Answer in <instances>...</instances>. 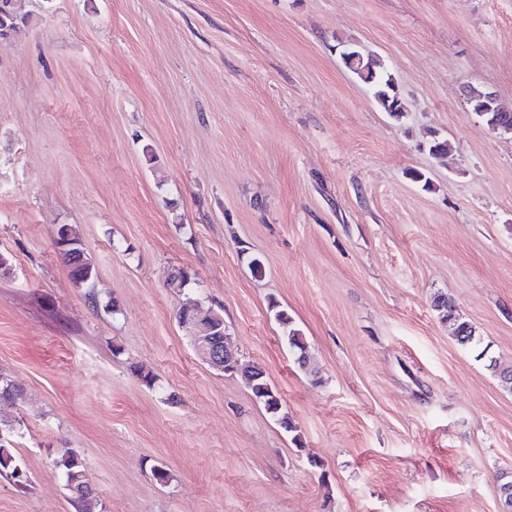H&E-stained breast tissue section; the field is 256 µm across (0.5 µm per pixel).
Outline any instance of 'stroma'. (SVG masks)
<instances>
[{"label":"stroma","mask_w":512,"mask_h":512,"mask_svg":"<svg viewBox=\"0 0 512 512\" xmlns=\"http://www.w3.org/2000/svg\"><path fill=\"white\" fill-rule=\"evenodd\" d=\"M17 6L34 21L0 47V376L21 396L0 401V440L30 485L0 476V512H75L68 448L98 512H502L512 390L489 362L512 367V134L467 91L512 104V0ZM350 45L394 78L402 121L344 66ZM191 300L265 371L301 445L195 353L176 319ZM489 94L484 90H480L477 88H471L468 92V101L470 103L471 111L474 112L477 117L483 121L487 126L491 122H494L496 119L502 117L503 114H510L512 121V112H479L483 109V104L487 101L486 96ZM512 129V125H510ZM508 124H495L493 126H489L488 128L492 131L498 132L500 128H510ZM61 226H64V227L62 229H60ZM62 231H65L64 235L68 237V239L71 243L75 244V246H73L72 248H66L65 250H59L64 263L66 264V266L69 269L70 277L78 285L89 286V284L91 283V281L93 280V277H94L93 265L91 267H89V266L85 267L84 271H80V269L73 268L72 263L74 260H73L72 256L70 255L71 253L78 252L79 249H81L82 251H85L86 258L88 260H90V258L88 257V254L86 252V249L84 248L83 240L80 237L78 231L72 225H69V224L60 225L56 231V236H61ZM434 307L439 311L443 320L452 322L453 326H455L454 335L458 343L461 345H478L475 328L455 314L454 305L450 299L447 297L438 298L435 300ZM270 311L275 320L283 329V341L288 349L295 356V360L300 366H306L309 363L308 345L302 331L296 327L293 318L288 311L277 302L270 304ZM55 466L62 471L71 501L77 512H95L98 505L94 490L85 481L82 463L72 450H65L55 460Z\"/></svg>","instance_id":"stroma-1"}]
</instances>
